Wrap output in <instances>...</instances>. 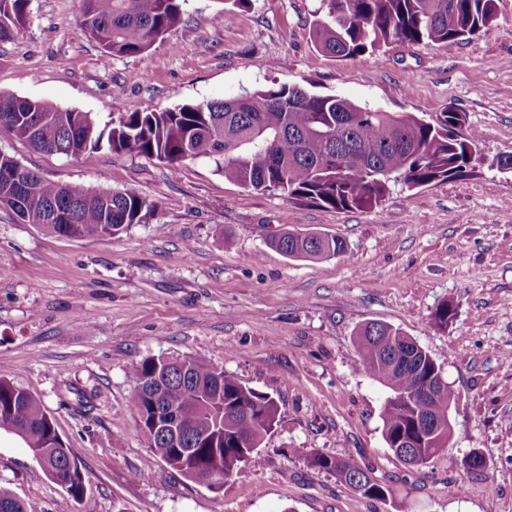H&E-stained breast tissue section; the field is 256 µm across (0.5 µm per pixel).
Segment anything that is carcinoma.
<instances>
[{"mask_svg": "<svg viewBox=\"0 0 512 512\" xmlns=\"http://www.w3.org/2000/svg\"><path fill=\"white\" fill-rule=\"evenodd\" d=\"M81 3L79 30L113 56H143L183 24L180 0ZM323 5L325 17L316 22L313 38L321 52L334 58L361 55L390 41H455L488 28L496 18V0H323ZM27 7L28 0H0V43L18 39ZM6 110L11 117L4 132L37 150L90 161L105 144L114 152L155 158L174 171L187 160L207 158L224 179L245 188L342 210L372 208L398 186L414 189L466 176L481 163L474 153L478 136L456 132L466 125L463 113L444 112L427 121L297 84L160 111L122 112L102 129L84 112L0 94V113ZM22 176L32 185L19 198L18 209L29 223L58 236L110 237L143 223L154 209L134 191H91L40 175ZM57 209L67 212L71 223H55ZM271 245L296 259L330 258L346 251L334 236L290 231L274 237ZM455 311L452 301L443 300L432 320L446 327L448 313ZM354 346L359 366L391 392L382 414L388 448L402 436L421 437L423 422L436 420L456 403L448 385L433 398L418 395L420 386L443 374V368L400 329L370 322L358 332ZM131 376L130 409L150 447L169 467L199 483L210 485L238 471L246 461L241 444L258 447L278 421L272 396L192 358H145L134 365ZM157 403L180 412L185 438L176 441L154 431ZM9 423L30 451H39L48 465L65 471L68 498L78 501L85 475L59 439L54 421L36 396L0 378V429ZM293 452L366 497L391 493L352 458L307 448ZM0 512L38 510L0 489Z\"/></svg>", "mask_w": 512, "mask_h": 512, "instance_id": "1", "label": "carcinoma"}]
</instances>
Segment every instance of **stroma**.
Instances as JSON below:
<instances>
[{
  "mask_svg": "<svg viewBox=\"0 0 512 512\" xmlns=\"http://www.w3.org/2000/svg\"><path fill=\"white\" fill-rule=\"evenodd\" d=\"M469 39L391 43L345 59L313 36L322 0H184V25L147 56L105 53L78 30L79 0H29L0 44V92L88 113L163 110L300 84L427 119L462 112L487 159L512 153V0ZM0 152L60 183L133 190L155 210L110 237L66 238L0 206V378L38 397L81 464L67 503L17 437L0 432V488L42 512H512V171L395 189L370 209L300 204L224 179L212 163L167 164L101 148L91 162L0 135ZM344 240L293 260L285 230ZM456 315L437 327L442 300ZM401 329L458 395L446 448L423 466L383 437L387 388L353 340L367 322ZM147 357L210 363L270 394L278 423L238 474L210 487L168 467L130 411ZM90 399L77 403L78 393ZM351 457L393 493L362 496L296 451ZM480 452L486 468L466 473Z\"/></svg>",
  "mask_w": 512,
  "mask_h": 512,
  "instance_id": "stroma-1",
  "label": "stroma"
}]
</instances>
